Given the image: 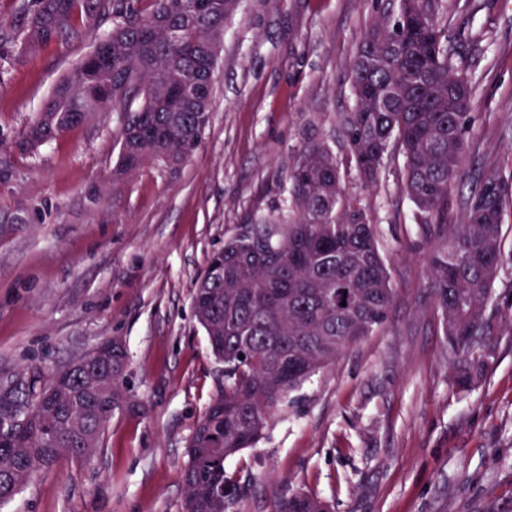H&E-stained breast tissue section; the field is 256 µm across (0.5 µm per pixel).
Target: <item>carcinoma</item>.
<instances>
[{"mask_svg":"<svg viewBox=\"0 0 512 512\" xmlns=\"http://www.w3.org/2000/svg\"><path fill=\"white\" fill-rule=\"evenodd\" d=\"M99 0H38L25 29L30 46L71 32ZM370 28L355 57L354 111L343 126L359 176L377 179L393 151L402 157L401 190L421 226L437 230L447 249L429 259L435 304L454 366L453 381L471 388L496 357L489 339L493 286L504 263L502 225L512 208V165L472 179L461 221L448 223V201L462 181L473 84L448 53V34L434 4L411 0ZM239 0H149L70 69L30 123L25 145L56 139L96 112L122 115L121 149L112 183L149 160L178 169L209 124L212 54ZM297 216H269L243 225L207 265L224 277H200L193 308L215 357L224 362V390L199 419L181 470L183 512H235L242 491L225 461L253 447L290 392L332 364L388 319L396 296L375 225L345 195L336 157L314 145L290 174ZM349 296L336 303V291ZM122 339H113L112 387L98 390L84 372L64 373V405L40 404L48 390L36 371L0 399V504L64 456L89 460L128 392ZM31 406L34 429L12 430L13 405ZM323 500L290 493L274 512H314Z\"/></svg>","mask_w":512,"mask_h":512,"instance_id":"cac0c4a2","label":"carcinoma"}]
</instances>
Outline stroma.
Masks as SVG:
<instances>
[{"label":"stroma","mask_w":512,"mask_h":512,"mask_svg":"<svg viewBox=\"0 0 512 512\" xmlns=\"http://www.w3.org/2000/svg\"><path fill=\"white\" fill-rule=\"evenodd\" d=\"M448 50L474 85L463 165L512 158V0H438ZM399 0H240L224 25L211 118L178 170L150 161L120 184L122 116L99 112L37 150L23 134L43 99L121 18L103 0L62 39L21 50L35 0H0V374L47 371L122 337L137 410L117 411L92 459L61 458L0 512H183L181 468L224 384L193 313L210 255L251 218L290 213L308 147L335 154L345 192L376 224L397 290L387 322L292 391L254 447L226 462L238 512L287 493L333 512H512V209L491 310L497 357L472 390L453 385L423 231L400 162L357 175L342 125L371 24Z\"/></svg>","instance_id":"1"}]
</instances>
